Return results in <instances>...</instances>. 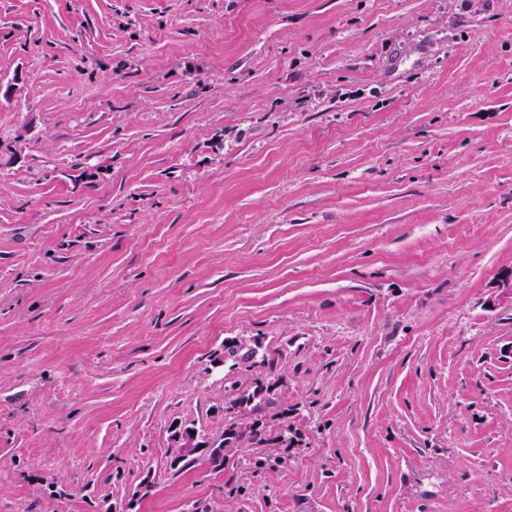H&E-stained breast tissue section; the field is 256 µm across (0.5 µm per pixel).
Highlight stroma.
<instances>
[{
  "instance_id": "obj_1",
  "label": "stroma",
  "mask_w": 512,
  "mask_h": 512,
  "mask_svg": "<svg viewBox=\"0 0 512 512\" xmlns=\"http://www.w3.org/2000/svg\"><path fill=\"white\" fill-rule=\"evenodd\" d=\"M0 85V512H512V0H0ZM224 431L219 434L200 432L194 428H183L175 431V454L171 466H177L184 461H194L199 456L206 458L210 466L222 470L224 466Z\"/></svg>"
}]
</instances>
